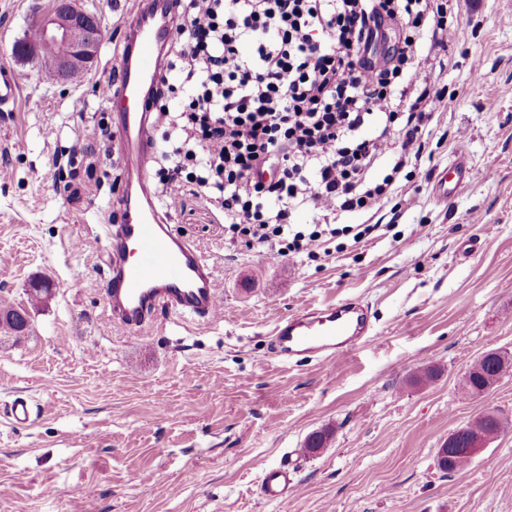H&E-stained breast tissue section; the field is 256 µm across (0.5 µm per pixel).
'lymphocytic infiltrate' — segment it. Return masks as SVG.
<instances>
[{
    "instance_id": "lymphocytic-infiltrate-1",
    "label": "lymphocytic infiltrate",
    "mask_w": 512,
    "mask_h": 512,
    "mask_svg": "<svg viewBox=\"0 0 512 512\" xmlns=\"http://www.w3.org/2000/svg\"><path fill=\"white\" fill-rule=\"evenodd\" d=\"M454 13V0H188L178 9L180 79L164 77L156 92L183 99L175 116L156 107L181 142L160 171L164 198L200 196L225 234L250 246L312 253L327 236L361 240L371 225L331 221L378 208L395 173L422 161L442 103L430 75L461 38ZM393 24L398 41L375 57ZM377 115L381 132L360 136ZM385 156L392 172L374 179ZM305 206L324 221L308 233L291 224Z\"/></svg>"
}]
</instances>
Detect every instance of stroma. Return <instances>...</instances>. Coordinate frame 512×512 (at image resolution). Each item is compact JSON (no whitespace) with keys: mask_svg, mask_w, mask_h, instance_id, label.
<instances>
[{"mask_svg":"<svg viewBox=\"0 0 512 512\" xmlns=\"http://www.w3.org/2000/svg\"><path fill=\"white\" fill-rule=\"evenodd\" d=\"M84 5L104 42L81 80L56 84L13 54L53 0H0V67L19 87L0 112V299L28 306L33 282L50 288L23 335L0 336V512H512V428L464 470L436 461L480 413L512 421V371L481 396L461 390L484 352L512 355V9L457 0L467 36L431 77L443 102L427 157L397 175L376 214L348 218L378 231L330 240L315 261L282 256L225 238L217 215L186 198L174 227L213 264L231 315L161 314L127 336L106 308L121 169L103 155L116 141L96 86L116 74L133 2ZM92 126L104 130L94 158L71 155ZM460 156L470 176L438 201ZM348 298L368 304L373 341L335 363L272 355L282 318ZM426 367L437 377L415 382ZM18 396L33 406L23 425L8 413ZM327 427L328 446L305 455ZM283 461L302 492L266 501L261 473Z\"/></svg>","mask_w":512,"mask_h":512,"instance_id":"35a3bbf8","label":"stroma"}]
</instances>
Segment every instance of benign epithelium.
I'll use <instances>...</instances> for the list:
<instances>
[{
  "label": "benign epithelium",
  "instance_id": "1",
  "mask_svg": "<svg viewBox=\"0 0 512 512\" xmlns=\"http://www.w3.org/2000/svg\"><path fill=\"white\" fill-rule=\"evenodd\" d=\"M40 40L17 45L13 52L38 60L40 70L61 79L90 68L98 55L102 30L79 5L78 0H55L53 9L37 23ZM52 52H43V46Z\"/></svg>",
  "mask_w": 512,
  "mask_h": 512
}]
</instances>
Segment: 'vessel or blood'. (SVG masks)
<instances>
[{
    "label": "vessel or blood",
    "instance_id": "vessel-or-blood-1",
    "mask_svg": "<svg viewBox=\"0 0 512 512\" xmlns=\"http://www.w3.org/2000/svg\"><path fill=\"white\" fill-rule=\"evenodd\" d=\"M134 27L123 40L119 69L105 100L113 110L119 146L122 219L108 237L111 278L107 299L112 323L135 334L157 311L210 321L223 313L219 284L197 247L172 226L150 178L154 156L153 98L165 74L164 51L176 38L174 0H135ZM373 324L358 300L308 309L283 318L272 349L284 360L325 362L347 358L371 340ZM300 484L287 463L267 467L260 494L271 502L295 497Z\"/></svg>",
    "mask_w": 512,
    "mask_h": 512
}]
</instances>
